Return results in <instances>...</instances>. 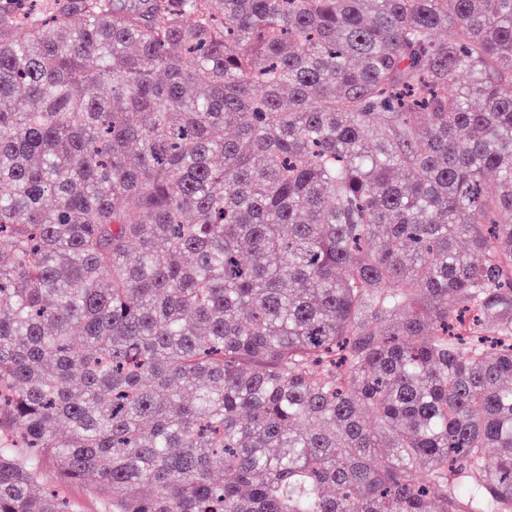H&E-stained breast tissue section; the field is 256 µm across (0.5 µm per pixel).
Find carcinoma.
Listing matches in <instances>:
<instances>
[{
    "label": "carcinoma",
    "instance_id": "carcinoma-1",
    "mask_svg": "<svg viewBox=\"0 0 512 512\" xmlns=\"http://www.w3.org/2000/svg\"><path fill=\"white\" fill-rule=\"evenodd\" d=\"M72 486L512 512V0H0V512Z\"/></svg>",
    "mask_w": 512,
    "mask_h": 512
}]
</instances>
